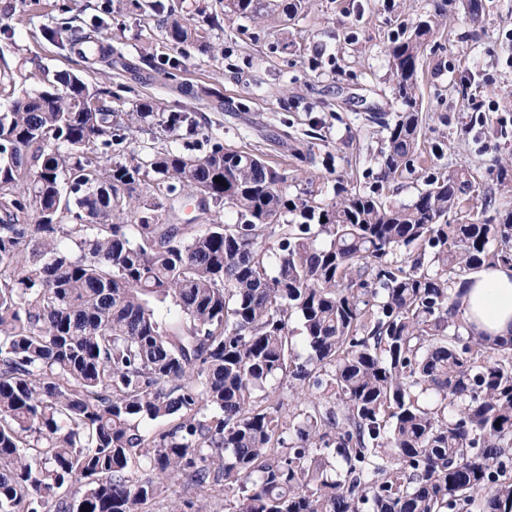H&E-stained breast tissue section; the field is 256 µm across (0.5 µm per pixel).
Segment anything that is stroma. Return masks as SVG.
I'll return each mask as SVG.
<instances>
[{"label": "stroma", "instance_id": "35a3bbf8", "mask_svg": "<svg viewBox=\"0 0 512 512\" xmlns=\"http://www.w3.org/2000/svg\"><path fill=\"white\" fill-rule=\"evenodd\" d=\"M104 2L0 0V112L20 92H40L67 72L91 88L110 87L122 110L147 100L157 113H191L199 127L183 144L195 153L218 141L289 173L315 175L323 191L339 178L366 191L386 136L367 116L399 110L387 49L420 16L437 12L441 30L418 74L425 116L420 162L414 173L386 183L384 194L410 202L428 169L463 167L480 191L465 208L512 206V194L497 185L498 162L512 157V66L501 41L512 30V0H487L475 23L462 0H311L310 14L289 22L284 45L263 27L226 22L221 0H167L188 27L210 17V51L195 42L173 46L142 0H120L107 14ZM94 19L104 46L122 48L128 71L89 70L66 37L44 35L65 23L85 30ZM161 64L180 81L216 89L220 99L171 95L156 72ZM438 142L437 157L431 148Z\"/></svg>", "mask_w": 512, "mask_h": 512}]
</instances>
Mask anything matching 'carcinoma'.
Returning a JSON list of instances; mask_svg holds the SVG:
<instances>
[{"mask_svg":"<svg viewBox=\"0 0 512 512\" xmlns=\"http://www.w3.org/2000/svg\"><path fill=\"white\" fill-rule=\"evenodd\" d=\"M308 2L224 16L285 37ZM148 7L171 44H207ZM438 31L430 15L388 49L401 111L368 115L386 138L367 191L291 194L297 177L220 143L141 147L127 131L150 106L76 76L0 113V512H512V340L467 332L453 293L512 265V209L448 223L477 192L464 168L408 204L382 194L415 169ZM89 38L70 29L112 66ZM160 126L192 133L184 112Z\"/></svg>","mask_w":512,"mask_h":512,"instance_id":"cac0c4a2","label":"carcinoma"}]
</instances>
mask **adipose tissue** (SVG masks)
I'll return each mask as SVG.
<instances>
[{
    "mask_svg": "<svg viewBox=\"0 0 512 512\" xmlns=\"http://www.w3.org/2000/svg\"><path fill=\"white\" fill-rule=\"evenodd\" d=\"M458 317L477 336L512 339V268L488 266L454 286Z\"/></svg>",
    "mask_w": 512,
    "mask_h": 512,
    "instance_id": "1",
    "label": "adipose tissue"
}]
</instances>
